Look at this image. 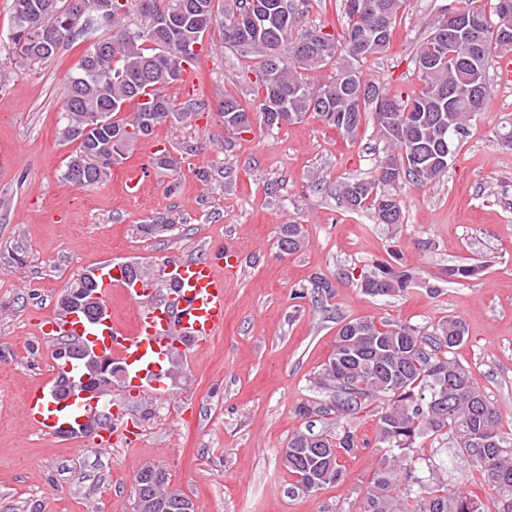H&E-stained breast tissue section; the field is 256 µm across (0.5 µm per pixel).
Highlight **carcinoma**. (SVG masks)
Instances as JSON below:
<instances>
[{
  "mask_svg": "<svg viewBox=\"0 0 512 512\" xmlns=\"http://www.w3.org/2000/svg\"><path fill=\"white\" fill-rule=\"evenodd\" d=\"M104 0H77L73 19L70 0H13L9 50L19 63L35 66L52 60L64 46L85 37L96 24ZM313 0H112L111 35L86 49L66 80L61 137L79 141L63 179L82 188L104 181L111 168L100 163L98 148L111 150L120 164L127 150L175 115L165 88L195 66L205 35L217 28L224 45L261 57L258 91L243 103L224 95V128L245 131L257 119L268 129L299 123L315 115L343 137L357 135L366 115L390 147L373 180L342 183L347 208L369 210L381 220L391 206L403 223L396 188L405 180L429 184L439 180L457 158L475 115L492 96L488 78L493 57L512 53V0H455L454 12L482 35L468 45L448 27L447 13L413 57L421 88L403 99L363 81L358 66L369 55L386 51L398 17L409 0H343L345 28L341 36L308 27ZM47 28L52 39L37 37ZM335 63L329 80L313 85L305 72ZM135 104L130 119L112 127H128L125 138L95 126L100 113L116 115ZM306 244L300 224H283L279 250L293 254ZM145 287L166 289L175 283L160 268L136 266ZM413 273L381 262L363 276L360 286L372 297L399 296L411 287ZM466 325L448 318L428 331L408 322L372 318L344 323L328 361L312 380L328 394L324 401L297 407L300 417L336 430H314L311 423L288 441L294 453L283 464L295 478L289 492L310 494L343 477V459L359 447L357 430L341 425L377 403L375 444L387 457L373 472L364 492L362 512H484L482 502L464 492H451L442 471L448 461L425 454L430 438L446 442L454 453L469 457L482 480L494 490L496 512H512V438L501 431L497 408L471 371L451 357L465 339ZM493 439L496 444L488 443ZM418 486L411 498L405 489ZM186 495L169 487V479L135 497L134 512H182Z\"/></svg>",
  "mask_w": 512,
  "mask_h": 512,
  "instance_id": "1",
  "label": "carcinoma"
}]
</instances>
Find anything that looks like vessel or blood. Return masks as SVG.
Instances as JSON below:
<instances>
[{
  "mask_svg": "<svg viewBox=\"0 0 512 512\" xmlns=\"http://www.w3.org/2000/svg\"><path fill=\"white\" fill-rule=\"evenodd\" d=\"M112 269L111 263H104L99 295L106 301L113 288H123L136 306L134 331H127L112 319L89 322L82 313L74 311L55 317L44 326L43 332L71 336L96 351L117 357L125 367L128 383L148 385L156 396H164L166 364L171 356L182 350L184 342L207 344L224 327L227 283L224 260L217 257L170 261L166 272L176 288L161 306L146 304L144 289L126 287L122 276L113 274ZM67 373L75 390L65 401L53 400L46 385L29 387L22 405L27 426L53 434L62 425L76 427L98 416L99 398L81 388L84 376L81 363H71Z\"/></svg>",
  "mask_w": 512,
  "mask_h": 512,
  "instance_id": "vessel-or-blood-1",
  "label": "vessel or blood"
}]
</instances>
